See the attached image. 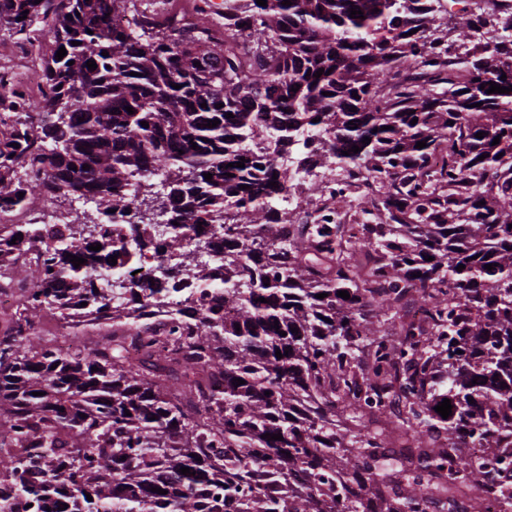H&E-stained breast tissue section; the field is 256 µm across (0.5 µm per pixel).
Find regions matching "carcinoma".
<instances>
[{"instance_id": "carcinoma-1", "label": "carcinoma", "mask_w": 512, "mask_h": 512, "mask_svg": "<svg viewBox=\"0 0 512 512\" xmlns=\"http://www.w3.org/2000/svg\"><path fill=\"white\" fill-rule=\"evenodd\" d=\"M137 2L0 0L16 39L51 33L39 98L21 111L0 97V208L40 199L62 225L0 224V278L24 286L0 336V499L512 512V473L470 451L493 442L512 459V3L443 26L441 0H193V19L162 21ZM294 153L306 173L357 175L329 205L369 223L296 228L278 207ZM324 192L310 184L299 206ZM76 199L95 205L90 224L64 207ZM132 211L121 242L101 234ZM198 222L215 226L205 251L186 242ZM144 250L161 254L153 279L109 264ZM53 310L111 331L61 355L36 332ZM168 320L180 329L158 331Z\"/></svg>"}]
</instances>
